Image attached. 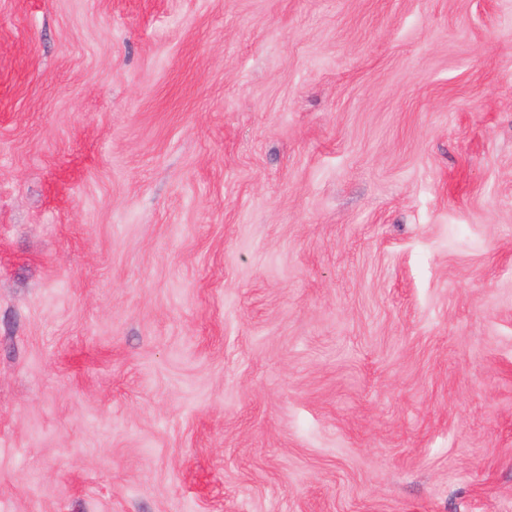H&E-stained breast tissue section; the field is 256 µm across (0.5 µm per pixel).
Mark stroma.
<instances>
[{"label":"stroma","mask_w":512,"mask_h":512,"mask_svg":"<svg viewBox=\"0 0 512 512\" xmlns=\"http://www.w3.org/2000/svg\"><path fill=\"white\" fill-rule=\"evenodd\" d=\"M0 512H512V0H0Z\"/></svg>","instance_id":"stroma-1"}]
</instances>
